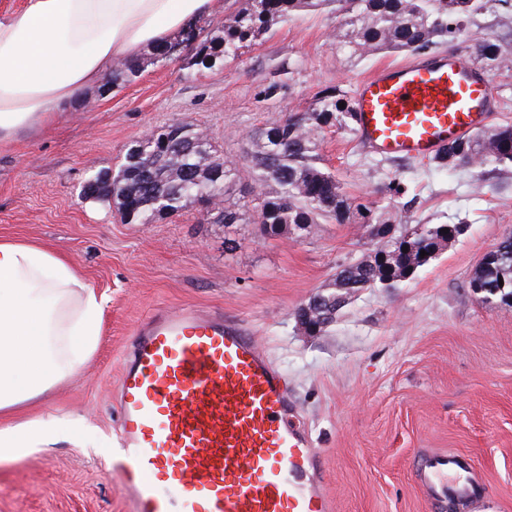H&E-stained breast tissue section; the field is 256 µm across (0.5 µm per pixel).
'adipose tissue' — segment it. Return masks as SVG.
Returning a JSON list of instances; mask_svg holds the SVG:
<instances>
[{
	"instance_id": "adipose-tissue-1",
	"label": "adipose tissue",
	"mask_w": 512,
	"mask_h": 512,
	"mask_svg": "<svg viewBox=\"0 0 512 512\" xmlns=\"http://www.w3.org/2000/svg\"><path fill=\"white\" fill-rule=\"evenodd\" d=\"M222 0H22L0 10V146L71 111L116 61L178 33ZM103 302L62 256L0 240V458L23 456L55 426L13 422L60 370L97 343Z\"/></svg>"
}]
</instances>
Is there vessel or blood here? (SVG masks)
<instances>
[{"label":"vessel or blood","instance_id":"b4317fda","mask_svg":"<svg viewBox=\"0 0 512 512\" xmlns=\"http://www.w3.org/2000/svg\"><path fill=\"white\" fill-rule=\"evenodd\" d=\"M490 79L456 53L389 65L361 82L355 133L381 155L422 160L482 125ZM288 380L242 320L160 309L135 333L118 380L124 485L133 512H333ZM415 469L436 503L472 475L445 452ZM176 494H159V485Z\"/></svg>","mask_w":512,"mask_h":512}]
</instances>
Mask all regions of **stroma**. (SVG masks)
I'll return each mask as SVG.
<instances>
[{
	"label": "stroma",
	"instance_id": "1",
	"mask_svg": "<svg viewBox=\"0 0 512 512\" xmlns=\"http://www.w3.org/2000/svg\"><path fill=\"white\" fill-rule=\"evenodd\" d=\"M334 26L324 12L299 15L211 69L187 52L155 63L145 47L131 82L87 91L73 111L0 147V239L59 252L104 301L95 350L21 413L52 418L66 435L0 459V512H132L110 468L114 405L132 332L160 306L247 322L288 377L334 512H435L411 468L424 451L475 470L474 497L447 512H512V303L486 305L467 287L484 255L512 235V171L477 184L426 161H387L354 132L324 131V162L351 195L379 199L394 179L406 187L396 199L404 221H462L466 230L401 288L363 292L313 336L296 313L362 254L359 225L263 238L254 225L227 228L194 206L129 224L110 201L79 200L91 173L112 169L153 127L198 125L221 158L240 162L249 132L308 108L325 87L354 93L381 67L408 60L348 59L332 43Z\"/></svg>",
	"mask_w": 512,
	"mask_h": 512
}]
</instances>
